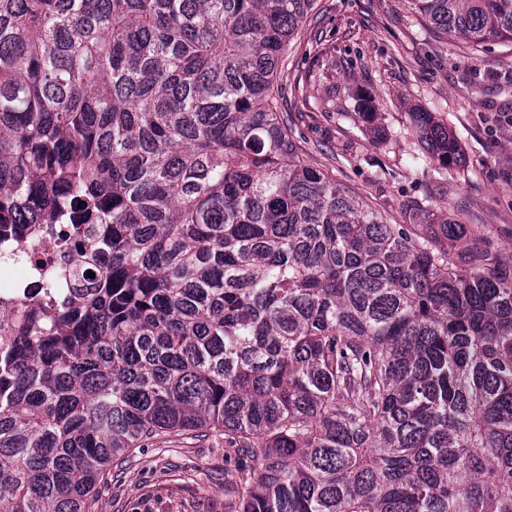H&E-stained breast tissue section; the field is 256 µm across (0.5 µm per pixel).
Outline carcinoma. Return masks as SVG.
<instances>
[{
    "instance_id": "obj_1",
    "label": "carcinoma",
    "mask_w": 512,
    "mask_h": 512,
    "mask_svg": "<svg viewBox=\"0 0 512 512\" xmlns=\"http://www.w3.org/2000/svg\"><path fill=\"white\" fill-rule=\"evenodd\" d=\"M414 2L512 40V0ZM313 5L0 0V232L72 245L0 347V512H88L180 430L234 450L231 512H512V261L298 157L273 91Z\"/></svg>"
}]
</instances>
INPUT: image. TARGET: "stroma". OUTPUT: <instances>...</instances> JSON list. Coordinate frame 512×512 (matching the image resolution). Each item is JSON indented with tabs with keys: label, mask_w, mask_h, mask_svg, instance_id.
<instances>
[{
	"label": "stroma",
	"mask_w": 512,
	"mask_h": 512,
	"mask_svg": "<svg viewBox=\"0 0 512 512\" xmlns=\"http://www.w3.org/2000/svg\"><path fill=\"white\" fill-rule=\"evenodd\" d=\"M359 92L375 98L386 141L355 121ZM274 94L299 157L384 222L408 223L407 202H422L512 258V40H457L412 0H315ZM414 106L457 138L460 166L424 161ZM226 501L223 441L166 433L112 467L91 512H227Z\"/></svg>",
	"instance_id": "obj_1"
}]
</instances>
